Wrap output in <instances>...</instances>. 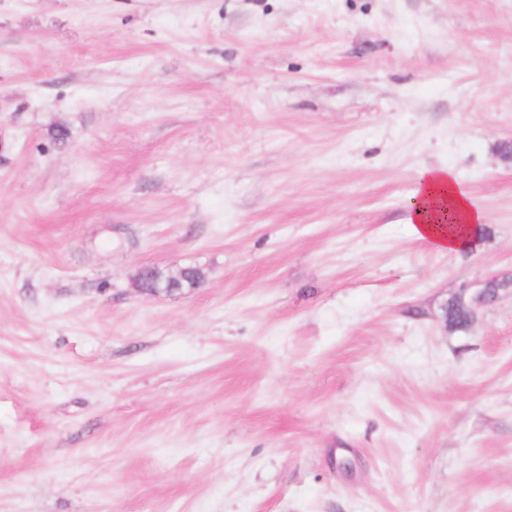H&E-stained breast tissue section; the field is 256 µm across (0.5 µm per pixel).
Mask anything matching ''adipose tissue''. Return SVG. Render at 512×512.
Segmentation results:
<instances>
[{
  "label": "adipose tissue",
  "instance_id": "obj_1",
  "mask_svg": "<svg viewBox=\"0 0 512 512\" xmlns=\"http://www.w3.org/2000/svg\"><path fill=\"white\" fill-rule=\"evenodd\" d=\"M451 215V224L441 221ZM483 221L481 210L460 187L452 168H426L417 177L408 224L415 239L439 250L458 251L467 246Z\"/></svg>",
  "mask_w": 512,
  "mask_h": 512
}]
</instances>
